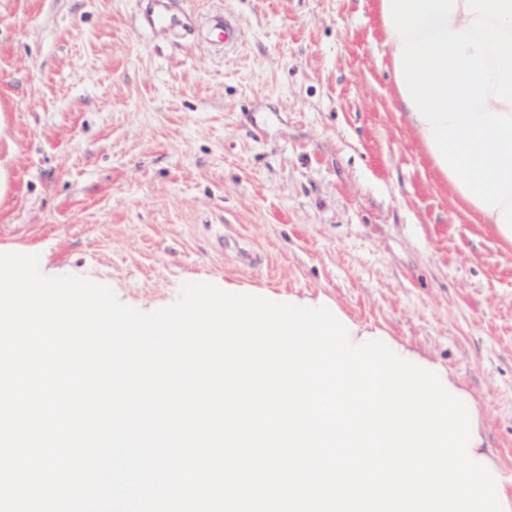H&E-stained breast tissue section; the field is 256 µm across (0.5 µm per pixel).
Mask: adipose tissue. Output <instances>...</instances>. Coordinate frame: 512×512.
<instances>
[{
  "instance_id": "1",
  "label": "adipose tissue",
  "mask_w": 512,
  "mask_h": 512,
  "mask_svg": "<svg viewBox=\"0 0 512 512\" xmlns=\"http://www.w3.org/2000/svg\"><path fill=\"white\" fill-rule=\"evenodd\" d=\"M394 110L440 182L512 245V0H377Z\"/></svg>"
}]
</instances>
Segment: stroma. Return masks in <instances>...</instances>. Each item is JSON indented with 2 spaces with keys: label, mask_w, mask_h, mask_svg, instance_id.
Here are the masks:
<instances>
[{
  "label": "stroma",
  "mask_w": 512,
  "mask_h": 512,
  "mask_svg": "<svg viewBox=\"0 0 512 512\" xmlns=\"http://www.w3.org/2000/svg\"><path fill=\"white\" fill-rule=\"evenodd\" d=\"M168 5L0 0V251L144 312L325 295L454 371L512 480V245L395 112L375 0Z\"/></svg>",
  "instance_id": "obj_1"
}]
</instances>
